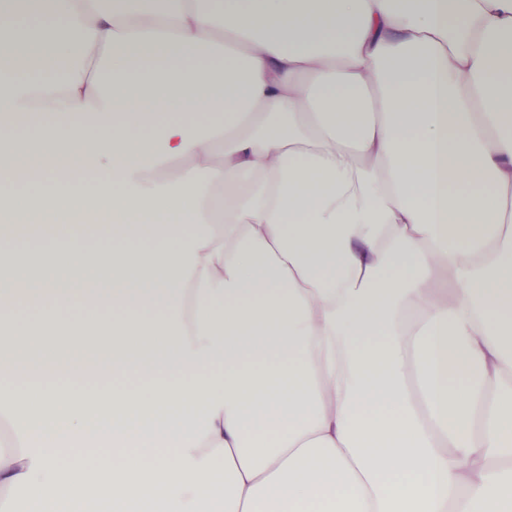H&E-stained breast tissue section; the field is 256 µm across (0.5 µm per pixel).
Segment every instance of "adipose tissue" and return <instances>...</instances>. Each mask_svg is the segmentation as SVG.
Returning <instances> with one entry per match:
<instances>
[{
	"mask_svg": "<svg viewBox=\"0 0 512 512\" xmlns=\"http://www.w3.org/2000/svg\"><path fill=\"white\" fill-rule=\"evenodd\" d=\"M26 2L0 318L40 312L0 370L36 403L0 390V512H76L85 472L104 512H512V0ZM47 224L57 258L15 254Z\"/></svg>",
	"mask_w": 512,
	"mask_h": 512,
	"instance_id": "obj_1",
	"label": "adipose tissue"
}]
</instances>
